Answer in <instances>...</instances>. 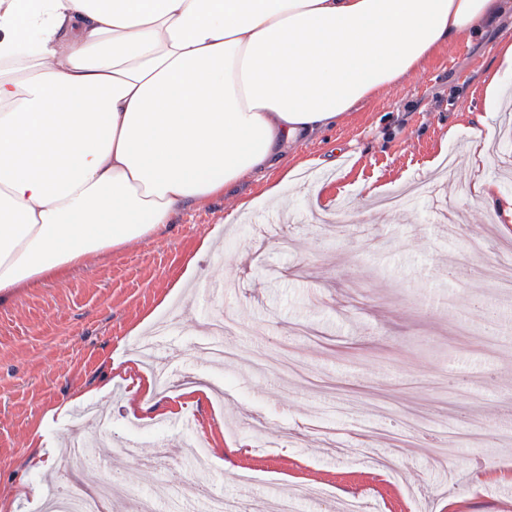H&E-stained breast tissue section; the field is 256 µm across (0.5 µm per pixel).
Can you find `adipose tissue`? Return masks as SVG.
<instances>
[{
  "label": "adipose tissue",
  "mask_w": 512,
  "mask_h": 512,
  "mask_svg": "<svg viewBox=\"0 0 512 512\" xmlns=\"http://www.w3.org/2000/svg\"><path fill=\"white\" fill-rule=\"evenodd\" d=\"M512 0H0V301L287 169ZM482 94L500 111L512 39ZM473 133L471 201L512 224Z\"/></svg>",
  "instance_id": "ef3b65f1"
}]
</instances>
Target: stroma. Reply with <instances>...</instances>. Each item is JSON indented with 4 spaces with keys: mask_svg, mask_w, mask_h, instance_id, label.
<instances>
[{
    "mask_svg": "<svg viewBox=\"0 0 512 512\" xmlns=\"http://www.w3.org/2000/svg\"><path fill=\"white\" fill-rule=\"evenodd\" d=\"M512 19L462 38L336 128L300 144L297 182L275 203L266 181L180 210L151 239L92 258L0 303V503L39 512L70 479L94 488L111 474L119 494L155 512H210L216 499L318 512L320 499L366 512H512V234L468 196L481 80ZM485 176L512 194V111L501 110ZM456 134H449V127ZM339 166H327L333 151ZM447 152L450 165L428 172ZM374 180L398 207L367 199ZM326 182L333 210L307 191ZM255 199L209 249L200 244L238 199ZM198 285L172 295L187 261ZM231 358L199 351L225 312ZM126 377L111 381L114 360ZM159 395L185 377L213 401L131 425L135 380ZM111 417L96 435L94 470L62 448L81 396L104 383ZM223 425V465L197 455ZM40 455L42 469L30 458ZM493 478L474 485V468ZM196 483L188 499L180 489ZM43 495L18 500L19 484Z\"/></svg>",
    "mask_w": 512,
    "mask_h": 512,
    "instance_id": "obj_1",
    "label": "stroma"
}]
</instances>
